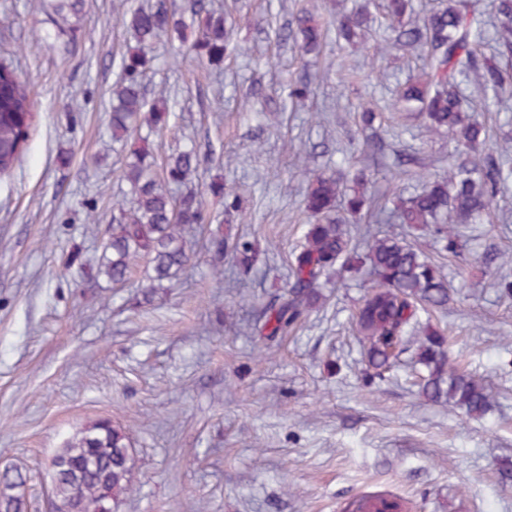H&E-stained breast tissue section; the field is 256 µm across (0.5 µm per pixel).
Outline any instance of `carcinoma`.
Instances as JSON below:
<instances>
[{
  "label": "carcinoma",
  "instance_id": "cac0c4a2",
  "mask_svg": "<svg viewBox=\"0 0 512 512\" xmlns=\"http://www.w3.org/2000/svg\"><path fill=\"white\" fill-rule=\"evenodd\" d=\"M372 2L390 20L385 41L423 59L420 73L405 85L401 99L418 104L427 131L448 135L452 145L448 170L426 176L421 190L408 197L401 190L392 191L384 205L368 192L371 178L363 168L349 177L314 175L304 196L309 223L304 242L288 265L287 291L265 307L259 332L268 340L288 335L320 305L321 279L329 278L337 268L358 272L366 267L376 280L354 314L366 381L385 379L402 355L408 354L412 367L418 369L419 395L469 416H482L491 403L490 388L456 364L445 333L419 316L421 311L447 308L448 275L402 238L358 229L356 236L362 244L354 243L337 208L343 206L352 217L365 209L377 224H430L442 250L452 255L462 250L465 225L482 223L504 197L512 182V160L488 147L491 134L464 105L459 79H471L479 91L507 93L512 72L501 59H512V0H490L491 12L502 27L490 57L481 51L484 21L468 12L462 0H448L445 8L423 16L415 11L413 0ZM190 8L200 17L191 50L210 65L223 62L229 40L224 15L206 10L204 0H192ZM366 14L367 6L353 7L336 21V36L353 42ZM123 23L136 32L139 46L121 59L109 125L116 140L136 137L147 141L168 127L171 116L167 98L149 102L142 93V78L151 63L147 49L159 35L179 30V22L162 0L130 11ZM328 32L314 25L310 10L302 9L295 14L294 25L279 28L278 39L292 42L305 55ZM367 77L358 67L339 65L338 78L343 84ZM33 122L26 86L14 66L1 63L0 176L9 174L27 149ZM132 156L124 173L131 198L128 204L117 205L112 214L101 243L97 275L122 285L144 260L149 268L148 288H161L173 282L189 261L183 229L210 223L200 193H175L197 172L198 156L192 149L170 156L161 176L153 168L152 151L134 149ZM207 188L223 198L224 211H242L236 191L215 182ZM209 245L218 256L232 252L244 270L255 262L254 243L242 237L231 243L214 233ZM56 457L59 472L51 478V498L67 512H115L121 497L131 489L136 457L130 434L109 419L77 431L64 441ZM24 484L17 469L0 473V512H27V501L12 494ZM343 512H408V501L397 494L359 493L345 500Z\"/></svg>",
  "mask_w": 512,
  "mask_h": 512
}]
</instances>
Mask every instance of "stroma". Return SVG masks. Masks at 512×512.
Wrapping results in <instances>:
<instances>
[{
    "label": "stroma",
    "instance_id": "1",
    "mask_svg": "<svg viewBox=\"0 0 512 512\" xmlns=\"http://www.w3.org/2000/svg\"><path fill=\"white\" fill-rule=\"evenodd\" d=\"M40 2L0 0V56L17 63L35 112L27 151L0 180V469L27 475L29 512H49L48 463L63 442L103 418L129 427L137 458L117 512H339L375 488L407 497L412 512H512V482L499 475L512 461V298L479 263L489 250L512 256V219L473 225L467 249L442 258L451 299L431 318L460 366L490 386L484 416L426 401L404 367L365 384L350 318L370 278L327 283L323 307L289 335L264 343L255 327L285 291L310 172L366 160L377 193L409 194L420 184L403 174L404 155L423 158L425 174L448 165L447 136L391 118L420 61L383 51L382 13L371 10L363 39L328 41L303 60L275 38L302 0H211L238 19L239 52L216 67L186 46L172 56L166 38L153 46L142 84L173 112L153 152L162 161L196 148L192 186L213 223L188 233L179 283L147 298L145 266L118 288L95 263L129 190V150L109 127L118 65L137 45L121 18L148 0H85L62 16ZM342 59L385 76L340 87ZM299 79L313 90L302 106L288 96ZM461 91L512 145V108ZM367 101L383 112L370 156L356 118ZM218 175L242 191L241 215L207 194ZM214 229L255 242L250 272L208 249ZM75 250L84 267L64 264Z\"/></svg>",
    "mask_w": 512,
    "mask_h": 512
}]
</instances>
